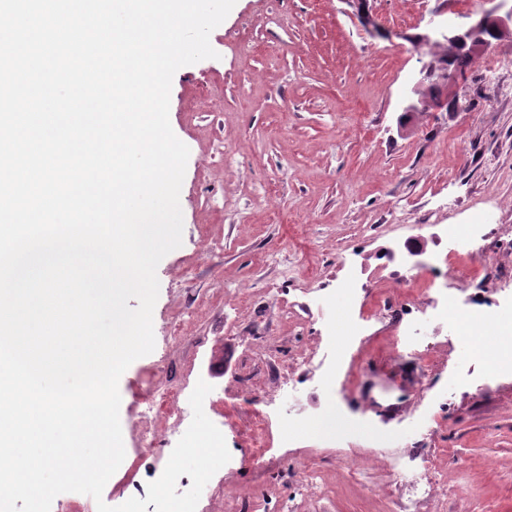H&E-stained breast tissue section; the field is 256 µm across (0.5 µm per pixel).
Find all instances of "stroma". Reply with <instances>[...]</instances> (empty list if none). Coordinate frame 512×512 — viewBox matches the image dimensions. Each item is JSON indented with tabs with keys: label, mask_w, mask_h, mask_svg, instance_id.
Returning a JSON list of instances; mask_svg holds the SVG:
<instances>
[{
	"label": "stroma",
	"mask_w": 512,
	"mask_h": 512,
	"mask_svg": "<svg viewBox=\"0 0 512 512\" xmlns=\"http://www.w3.org/2000/svg\"><path fill=\"white\" fill-rule=\"evenodd\" d=\"M370 4L385 36L369 34L345 0H236L210 35L216 58L172 80L170 124L190 150L183 241L157 267L155 348L120 378V419L156 375L173 386L212 384L216 410L239 424L227 438L237 463L216 512H239L240 488L276 503L293 498L292 463L307 455L333 492L327 512H400L394 473L351 477L350 454L431 460L446 490L421 512H512V370L480 388L507 343L477 309L429 312L410 325L381 314L354 342L320 338L326 317L343 311L334 296L344 285L366 308L423 298L429 276L411 278L390 247L444 255V226L474 224L486 209L493 221L474 232L483 262L458 257L443 287L464 300L477 272L488 296L512 303V41L491 50L496 67L466 70L450 110L414 117L403 134L404 97L430 61L410 38L436 0ZM186 311L191 335L173 339ZM406 332L422 359L395 356ZM271 360L296 386L289 407L319 421L291 444L272 437L261 465L242 427ZM339 361L359 382L335 400L317 379ZM429 405V432L392 446L374 438V428H397ZM123 441L124 464L102 494L111 506L146 498L154 479L152 461L138 458L131 436Z\"/></svg>",
	"instance_id": "obj_1"
}]
</instances>
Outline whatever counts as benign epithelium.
<instances>
[{
  "label": "benign epithelium",
  "mask_w": 512,
  "mask_h": 512,
  "mask_svg": "<svg viewBox=\"0 0 512 512\" xmlns=\"http://www.w3.org/2000/svg\"><path fill=\"white\" fill-rule=\"evenodd\" d=\"M444 15L445 8L440 5L431 10L423 32L419 33L420 47H431L447 40L450 42L480 40L487 28L494 29L502 39L512 36V0H495V5L492 8L457 27L448 26ZM455 78L456 75L450 71L436 66L430 68L413 86L411 94L404 103L403 112L407 115L417 116L447 109L448 101L452 100L451 89ZM428 83H437L444 88V93L434 101L418 96V91Z\"/></svg>",
  "instance_id": "obj_1"
}]
</instances>
